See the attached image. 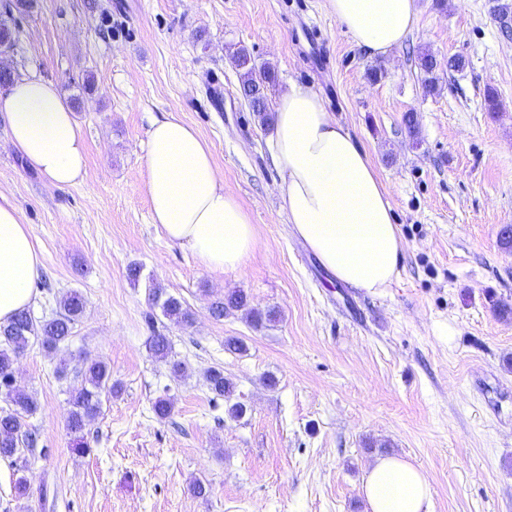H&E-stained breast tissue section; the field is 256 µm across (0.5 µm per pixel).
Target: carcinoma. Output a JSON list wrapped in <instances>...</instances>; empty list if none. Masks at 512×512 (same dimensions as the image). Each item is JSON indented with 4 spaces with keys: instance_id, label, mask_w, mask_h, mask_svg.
Here are the masks:
<instances>
[{
    "instance_id": "carcinoma-1",
    "label": "carcinoma",
    "mask_w": 512,
    "mask_h": 512,
    "mask_svg": "<svg viewBox=\"0 0 512 512\" xmlns=\"http://www.w3.org/2000/svg\"><path fill=\"white\" fill-rule=\"evenodd\" d=\"M248 57L249 54L243 48L237 49L232 55L235 67L243 70L240 92L252 111L264 122L268 116L267 89L274 80V70L269 66L258 68L251 63L241 65V60ZM419 58L424 72V87L432 91L436 82V61L428 52L420 54ZM151 296L153 304L161 306L164 314L175 323L187 324L191 321V313L180 299L167 294L162 288L153 289ZM246 307V296L234 291L213 301L211 312L219 320L233 309L242 310ZM84 308L83 296L72 291L61 300L59 311L49 318L37 322L29 311L24 310L8 323L0 325V383L4 385V399L9 403V408L0 409V458H12L20 452V447H30L24 418L37 410L36 401L29 393L8 383L15 363L35 341L50 352L58 350L68 341ZM147 344L155 356L164 359L169 357L171 347L167 336L157 333L148 338ZM78 373L84 379V386L70 398L68 426L73 433L83 432L98 416L101 394L114 390L110 368L103 360L83 362ZM203 378L208 389L216 397L224 399L230 416L240 418L245 414V407L232 401L234 384L224 377L222 369L210 367L204 371Z\"/></svg>"
}]
</instances>
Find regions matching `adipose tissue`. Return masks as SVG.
<instances>
[{
  "label": "adipose tissue",
  "instance_id": "adipose-tissue-1",
  "mask_svg": "<svg viewBox=\"0 0 512 512\" xmlns=\"http://www.w3.org/2000/svg\"><path fill=\"white\" fill-rule=\"evenodd\" d=\"M329 2L352 42L373 56L400 46L417 18V0ZM0 118L11 147L51 185L82 181L86 141L54 83L34 74L14 80L0 93ZM267 148L288 221L322 265L353 288L376 294L390 287L403 242L386 191L367 153L315 91L293 84L276 97ZM145 168L152 221L166 240L210 270L240 269L258 230L198 131L170 112L155 118ZM41 268L31 227L0 192V324L29 307ZM363 492L371 512H429L426 475L393 456L376 460Z\"/></svg>",
  "mask_w": 512,
  "mask_h": 512
}]
</instances>
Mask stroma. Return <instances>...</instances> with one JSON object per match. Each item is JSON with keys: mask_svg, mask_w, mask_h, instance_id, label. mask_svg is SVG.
Returning <instances> with one entry per match:
<instances>
[{"mask_svg": "<svg viewBox=\"0 0 512 512\" xmlns=\"http://www.w3.org/2000/svg\"><path fill=\"white\" fill-rule=\"evenodd\" d=\"M14 2L0 0L17 36L6 60L14 76L57 84L87 166L79 184L55 188L10 148L0 120V190L41 256L31 315L51 316L73 290L86 310L61 351L34 343L14 366L38 402L26 419L36 445L18 463L0 459V512H368L363 481L382 456L426 474L431 512H512V316L493 308L512 307V248L500 243L512 226V40L492 0H418L411 33L384 56L358 48L328 0ZM240 47L274 69L268 98L291 84L314 90L368 154L404 245L390 288L333 282L294 235L269 130L239 92ZM421 48L436 60L430 93ZM456 56L466 66L452 73ZM166 112L211 144L258 227L240 270H208L150 221L147 131ZM155 286L187 304L192 325L151 304ZM233 290L279 320L212 318L211 301ZM156 332L185 374L151 355ZM232 337L245 352L225 349ZM86 358L104 360L118 390L77 435L69 399ZM210 367L233 380L244 417L213 401ZM160 397L173 404L164 420Z\"/></svg>", "mask_w": 512, "mask_h": 512, "instance_id": "stroma-1", "label": "stroma"}]
</instances>
